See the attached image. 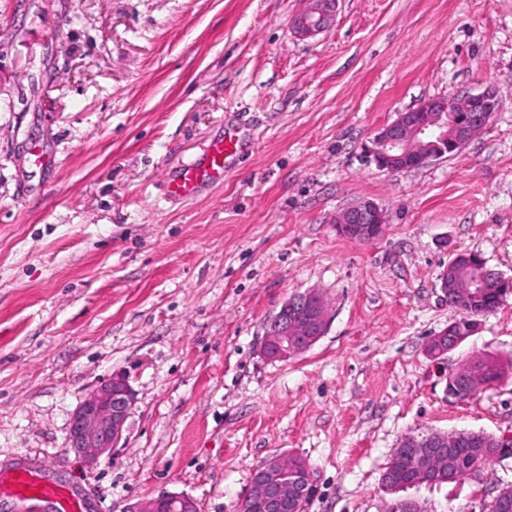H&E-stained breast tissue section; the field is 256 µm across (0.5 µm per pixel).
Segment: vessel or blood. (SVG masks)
I'll list each match as a JSON object with an SVG mask.
<instances>
[{
  "label": "vessel or blood",
  "mask_w": 512,
  "mask_h": 512,
  "mask_svg": "<svg viewBox=\"0 0 512 512\" xmlns=\"http://www.w3.org/2000/svg\"><path fill=\"white\" fill-rule=\"evenodd\" d=\"M241 151L240 139L231 132L213 137L201 152L183 164L167 179V198L186 201L197 197L200 189L223 183ZM43 505L47 512H89L87 500L70 483L47 479L42 472L19 465L0 473V496Z\"/></svg>",
  "instance_id": "vessel-or-blood-1"
}]
</instances>
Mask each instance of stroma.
I'll return each mask as SVG.
<instances>
[{
	"instance_id": "stroma-1",
	"label": "stroma",
	"mask_w": 512,
	"mask_h": 512,
	"mask_svg": "<svg viewBox=\"0 0 512 512\" xmlns=\"http://www.w3.org/2000/svg\"><path fill=\"white\" fill-rule=\"evenodd\" d=\"M0 0V469L18 454L93 512L163 493L235 512L268 456L303 459L305 512H388L409 433L512 436V374L448 396L472 352L512 360V293L444 358L439 275L461 252L512 278V0ZM495 90L491 123L450 157L391 173L366 154L400 112ZM244 144L222 185L164 197L209 135ZM41 148L48 164L35 163ZM368 199L380 237L340 235ZM321 294L309 351L261 352L289 298ZM135 403L97 464L69 443L114 373ZM483 482L409 489L428 512H489ZM313 6L300 16L296 24L304 34H313L323 28L327 18V8L333 0H310Z\"/></svg>"
}]
</instances>
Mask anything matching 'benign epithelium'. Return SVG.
Listing matches in <instances>:
<instances>
[{
  "label": "benign epithelium",
  "instance_id": "7a95c632",
  "mask_svg": "<svg viewBox=\"0 0 512 512\" xmlns=\"http://www.w3.org/2000/svg\"><path fill=\"white\" fill-rule=\"evenodd\" d=\"M312 7L296 24L304 34L323 28L331 0H311ZM498 108L496 93L488 89L479 94L464 93L454 98L431 99L402 112L384 125L373 140L371 156L377 166L388 172L410 170L430 159L459 152L489 123ZM385 224L383 210L363 199L336 216V230L342 236L363 242L376 240ZM440 291L448 306L482 293L480 280L462 286L448 283V270L439 276ZM330 311L320 294L308 292L288 299L265 326L262 342L264 355L285 361L310 350L326 333ZM463 339L450 324L433 334L428 351L434 357L447 354L449 347ZM134 405V393L119 373L101 383L76 407L69 429L70 448L88 464L111 454L126 439L127 421ZM455 434L428 432L404 436L394 454L393 468L415 475L445 472L447 453L459 447ZM310 468L274 454L254 470L247 492L239 499L236 512H245L252 504L268 512H289L307 498L311 489ZM193 501L185 495L165 493L138 501L123 512H193Z\"/></svg>",
  "mask_w": 512,
  "mask_h": 512
}]
</instances>
